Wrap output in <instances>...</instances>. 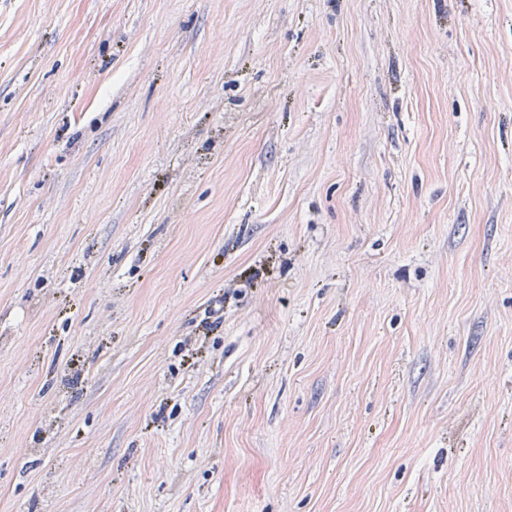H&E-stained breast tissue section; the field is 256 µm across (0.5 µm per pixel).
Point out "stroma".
<instances>
[{
	"instance_id": "1",
	"label": "stroma",
	"mask_w": 512,
	"mask_h": 512,
	"mask_svg": "<svg viewBox=\"0 0 512 512\" xmlns=\"http://www.w3.org/2000/svg\"><path fill=\"white\" fill-rule=\"evenodd\" d=\"M0 512H512V0H0Z\"/></svg>"
}]
</instances>
